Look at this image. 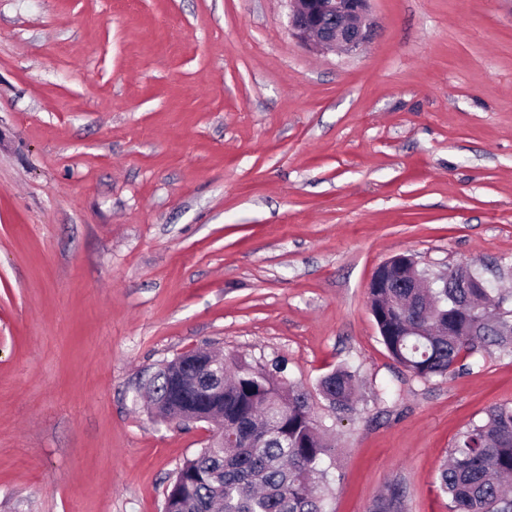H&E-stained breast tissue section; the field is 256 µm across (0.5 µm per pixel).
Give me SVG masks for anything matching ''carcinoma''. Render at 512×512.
Masks as SVG:
<instances>
[{
  "instance_id": "1",
  "label": "carcinoma",
  "mask_w": 512,
  "mask_h": 512,
  "mask_svg": "<svg viewBox=\"0 0 512 512\" xmlns=\"http://www.w3.org/2000/svg\"><path fill=\"white\" fill-rule=\"evenodd\" d=\"M471 281L474 288H458ZM493 289L468 265L448 268V287L391 288L369 295L382 344L391 358L414 376L444 377L461 362L510 339L512 322L487 311ZM454 322L455 335L445 326ZM183 367L159 371L146 390L163 418H178L188 404L174 390ZM355 375L339 367L319 381L318 390L333 412L354 411ZM214 421L224 438L201 448L178 469L164 512H330L332 479L324 460L335 447L314 420L312 395L288 380L283 368H256L233 355L224 356V415ZM235 432L237 439H229ZM512 406L494 405L485 418L457 438L449 461L438 470L439 490L450 512H512Z\"/></svg>"
}]
</instances>
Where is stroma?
Returning <instances> with one entry per match:
<instances>
[{"label":"stroma","instance_id":"obj_1","mask_svg":"<svg viewBox=\"0 0 512 512\" xmlns=\"http://www.w3.org/2000/svg\"><path fill=\"white\" fill-rule=\"evenodd\" d=\"M370 7L367 46L319 54L286 0H0V512H163L208 426L140 391L191 347L314 394L332 512H448L512 344L418 378L367 284L408 252L512 311V0ZM340 366L349 415L317 394Z\"/></svg>","mask_w":512,"mask_h":512}]
</instances>
